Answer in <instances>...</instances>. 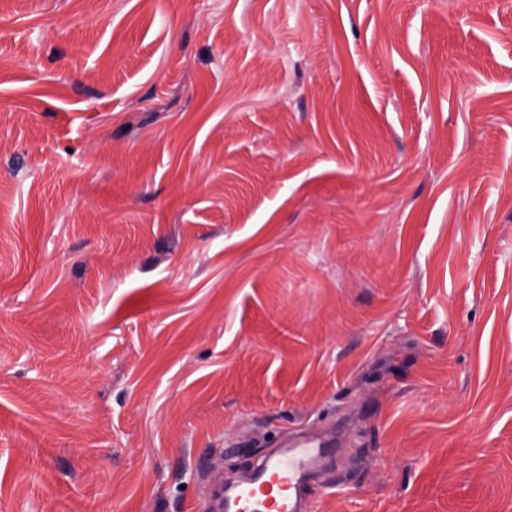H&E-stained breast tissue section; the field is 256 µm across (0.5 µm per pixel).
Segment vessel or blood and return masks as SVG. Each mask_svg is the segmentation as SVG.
Masks as SVG:
<instances>
[{
	"label": "vessel or blood",
	"instance_id": "b4317fda",
	"mask_svg": "<svg viewBox=\"0 0 512 512\" xmlns=\"http://www.w3.org/2000/svg\"><path fill=\"white\" fill-rule=\"evenodd\" d=\"M335 444L306 434L279 446L226 484L223 512H308L305 486Z\"/></svg>",
	"mask_w": 512,
	"mask_h": 512
}]
</instances>
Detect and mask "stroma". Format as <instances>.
<instances>
[{
  "instance_id": "1",
  "label": "stroma",
  "mask_w": 512,
  "mask_h": 512,
  "mask_svg": "<svg viewBox=\"0 0 512 512\" xmlns=\"http://www.w3.org/2000/svg\"><path fill=\"white\" fill-rule=\"evenodd\" d=\"M512 512V0H0V512ZM336 436L306 434L265 455L225 485L224 512H307L305 485L333 452ZM220 509V510H221Z\"/></svg>"
}]
</instances>
